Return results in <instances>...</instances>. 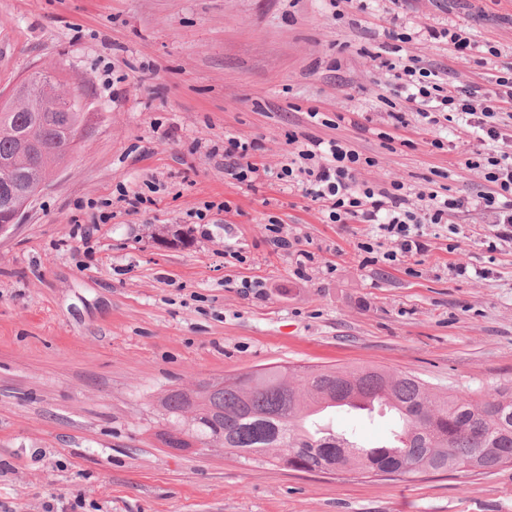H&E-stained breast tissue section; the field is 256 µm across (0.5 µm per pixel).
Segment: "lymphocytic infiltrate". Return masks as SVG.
<instances>
[{"label":"lymphocytic infiltrate","mask_w":512,"mask_h":512,"mask_svg":"<svg viewBox=\"0 0 512 512\" xmlns=\"http://www.w3.org/2000/svg\"><path fill=\"white\" fill-rule=\"evenodd\" d=\"M378 66L401 81L406 91L404 109L388 114L391 127L417 123L430 130L457 121L476 135L464 165L481 173L486 189L467 199L434 189L427 194V204L419 206L404 183L359 181L365 160L356 150L334 139L313 137L291 153L278 180L298 187L329 223L370 225L372 235L388 243L382 257L390 262L424 255L426 226L447 223L449 214L462 209L479 214L490 225L491 238L512 242V61L503 62L487 83L463 85L420 66L414 57L383 59ZM250 149V143L225 135L224 174L248 187L259 172Z\"/></svg>","instance_id":"obj_1"}]
</instances>
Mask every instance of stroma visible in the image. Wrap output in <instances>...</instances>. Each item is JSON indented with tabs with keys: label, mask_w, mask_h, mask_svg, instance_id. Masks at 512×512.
Listing matches in <instances>:
<instances>
[{
	"label": "stroma",
	"mask_w": 512,
	"mask_h": 512,
	"mask_svg": "<svg viewBox=\"0 0 512 512\" xmlns=\"http://www.w3.org/2000/svg\"><path fill=\"white\" fill-rule=\"evenodd\" d=\"M455 24L512 55V0H0V94L50 68L90 115L0 237V512H512V465L392 481L156 436L167 390L260 367L371 363L475 395L512 379V243L488 252L459 212L415 269L376 262L367 225L326 223L274 176L294 135L373 158L370 183L480 190L463 149L432 145L456 124L382 138L405 96L370 58L389 31L486 82L480 52L427 34ZM228 133L271 171L254 189L224 175ZM273 220L313 261L273 246Z\"/></svg>",
	"instance_id": "35a3bbf8"
}]
</instances>
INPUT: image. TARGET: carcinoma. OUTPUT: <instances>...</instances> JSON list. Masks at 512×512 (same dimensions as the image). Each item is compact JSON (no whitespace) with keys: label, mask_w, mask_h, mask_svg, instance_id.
<instances>
[{"label":"carcinoma","mask_w":512,"mask_h":512,"mask_svg":"<svg viewBox=\"0 0 512 512\" xmlns=\"http://www.w3.org/2000/svg\"><path fill=\"white\" fill-rule=\"evenodd\" d=\"M49 86L50 79L37 71L16 97L36 104ZM62 106L75 129L85 128L79 98ZM64 137L59 113L19 108L13 101L0 105V213L66 159ZM351 395L387 402L399 439L366 448L347 433L312 424L322 404ZM163 405L167 428L158 437L167 447L220 440L240 459L294 471L326 473L336 467L395 478L512 463V380L491 384L475 402L465 391L435 393L412 373L377 365L272 366L172 389ZM412 463L415 473L407 470Z\"/></svg>","instance_id":"cac0c4a2"}]
</instances>
